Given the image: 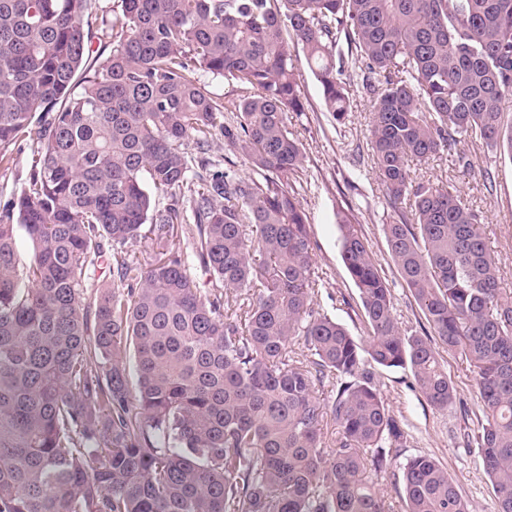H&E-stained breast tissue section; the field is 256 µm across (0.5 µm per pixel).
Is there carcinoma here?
<instances>
[{
	"mask_svg": "<svg viewBox=\"0 0 512 512\" xmlns=\"http://www.w3.org/2000/svg\"><path fill=\"white\" fill-rule=\"evenodd\" d=\"M95 2L0 0V155L31 133L37 144L0 216V512H470L436 459L396 465L409 434L376 379L408 368L448 409L456 389L436 340L476 373L471 440L498 512H512V296L481 212L413 171L469 138L512 159V0H121L110 53L88 67ZM342 40L372 104L389 254L428 335L401 329L346 216L341 256L366 343L315 308L292 49L342 123L354 85ZM198 70L245 94L218 104ZM225 111L224 143L247 176L194 170L189 142L204 151ZM154 190L170 199L158 216ZM19 226L33 242L24 265ZM177 232L246 301L244 323L223 292L198 288L183 252L143 265L126 250ZM103 259L116 279L94 286ZM297 338L312 359L288 356ZM329 378L328 405L316 387ZM396 466L398 504L370 478Z\"/></svg>",
	"mask_w": 512,
	"mask_h": 512,
	"instance_id": "cac0c4a2",
	"label": "carcinoma"
}]
</instances>
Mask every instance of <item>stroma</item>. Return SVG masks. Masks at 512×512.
Instances as JSON below:
<instances>
[{"instance_id": "obj_1", "label": "stroma", "mask_w": 512, "mask_h": 512, "mask_svg": "<svg viewBox=\"0 0 512 512\" xmlns=\"http://www.w3.org/2000/svg\"><path fill=\"white\" fill-rule=\"evenodd\" d=\"M120 13V0H96L91 17L95 38L88 58L90 64L99 65L107 57L112 24ZM294 65L304 110L290 113L289 122L304 152L296 187L308 217L315 254L317 307L352 335H365L358 291L341 258L338 219L346 216L367 239L381 275L392 288L402 330L410 335H423L428 324L396 272L383 233V226L391 222L393 212L385 203L371 166V106L364 96H357L345 123L336 124L325 109L320 86L304 57H297ZM35 149V138L28 136L11 145L5 157L0 158V208L28 181ZM465 149L471 171H463L451 152L417 166L415 175L456 187L469 205L482 211L487 249L501 268L503 288L512 291V160L488 152L477 142L466 143ZM487 171L493 173L495 181L489 191L483 186V174ZM439 356L459 396L458 402L445 411L435 409L413 388L410 371L382 369L377 373L388 404L410 432L400 457L435 458L469 501L472 512H497L479 451L467 444V435L476 429L481 415L475 374L461 353L443 348Z\"/></svg>"}]
</instances>
